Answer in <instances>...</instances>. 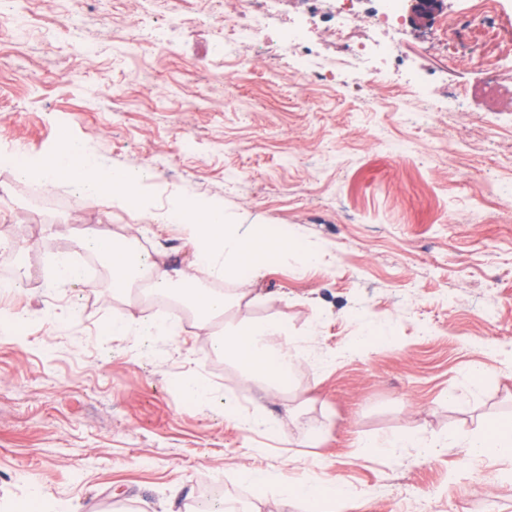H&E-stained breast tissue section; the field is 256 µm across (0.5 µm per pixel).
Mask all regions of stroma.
Here are the masks:
<instances>
[{"mask_svg":"<svg viewBox=\"0 0 512 512\" xmlns=\"http://www.w3.org/2000/svg\"><path fill=\"white\" fill-rule=\"evenodd\" d=\"M173 14L182 22L163 49L130 51L131 35ZM493 15L446 46L432 40L437 17L412 24L403 62L388 67L394 82L423 69L440 104L467 91L444 122L356 79L298 82L276 71L272 53L250 70L222 68L216 0H21L0 21V155L22 145L37 161L79 140L103 167L150 172L142 192L155 212L212 198L332 256L271 264L237 315L280 318L308 339L288 420L283 399L232 363L213 376L209 329L110 335L145 304L113 298L106 263L78 234L55 230L108 224L131 240L145 229L156 260L185 268L192 250L180 225L143 221L108 197L87 202L64 183L45 209L36 189L0 172V278L15 284L0 291V512L33 499L46 512H189L217 485L234 512H306L258 498L243 465L344 481L356 512H512V461L359 446L405 428L463 436L512 417V196L481 194L488 179L512 188V106L480 88L497 58L498 85L512 89V0H495ZM75 33L87 45L80 56ZM60 254L96 264L97 279L56 281ZM69 310L87 322L58 320ZM369 330L381 344L362 347ZM474 365L481 378L468 376ZM189 374L208 383V405L185 399L178 381ZM228 400L243 413L261 408L278 428L246 435L225 419ZM253 446L262 455L250 457Z\"/></svg>","mask_w":512,"mask_h":512,"instance_id":"stroma-1","label":"stroma"}]
</instances>
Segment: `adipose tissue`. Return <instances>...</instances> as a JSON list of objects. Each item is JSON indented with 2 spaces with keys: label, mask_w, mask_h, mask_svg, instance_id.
Instances as JSON below:
<instances>
[{
  "label": "adipose tissue",
  "mask_w": 512,
  "mask_h": 512,
  "mask_svg": "<svg viewBox=\"0 0 512 512\" xmlns=\"http://www.w3.org/2000/svg\"><path fill=\"white\" fill-rule=\"evenodd\" d=\"M24 175L47 187L61 182L74 185L91 203L108 195L113 206L133 209L145 218L155 217L160 224L181 225L192 247L193 261L188 269L175 273L152 255L133 251L127 240L115 236L92 235L84 239L83 246L107 260L113 296H126L132 286L143 283L150 292L181 303L204 326L240 309L249 295V284L269 264L289 255L304 266L322 261L320 254L293 231L239 223L216 201L179 199L164 213L152 214L147 198L137 191L146 178L144 172L101 169L77 141L70 143L52 164L25 170ZM205 275L234 282L239 289L226 293L204 287L201 278ZM305 342V337L294 335L287 322L275 317L237 322L228 330L214 333L212 339L216 353L233 363L244 378L276 394L292 373ZM455 443L452 436L428 442L419 432L407 428L365 441L362 448L392 454L399 448L414 447L428 456ZM464 446L473 456L512 460V422H492L469 437ZM278 496L287 504L306 503L311 512H353L356 506V497L346 484H326L314 474L299 481L281 480Z\"/></svg>",
  "instance_id": "obj_1"
}]
</instances>
